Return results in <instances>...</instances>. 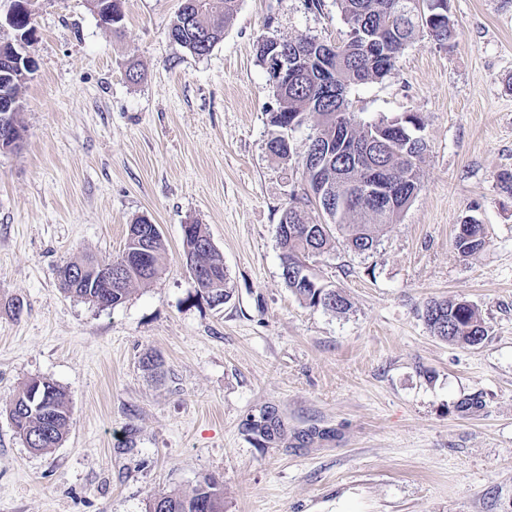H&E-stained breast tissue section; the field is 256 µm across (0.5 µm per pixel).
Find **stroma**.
I'll return each instance as SVG.
<instances>
[{"label": "stroma", "mask_w": 512, "mask_h": 512, "mask_svg": "<svg viewBox=\"0 0 512 512\" xmlns=\"http://www.w3.org/2000/svg\"><path fill=\"white\" fill-rule=\"evenodd\" d=\"M179 5L124 0L116 32L86 0H34L22 138L0 153V512H148L207 475L224 512H512V0H448L450 46L418 33L351 90L363 121L419 114L428 150L372 251L310 261L343 313L282 277L284 209L327 217L305 196V131L290 162L267 150L277 101L255 52L345 40L336 0H239L204 56L168 37ZM467 215L485 236L470 256ZM142 216L165 244L157 276L105 309L64 291L60 267L118 257ZM187 224L224 262V304L190 276ZM432 299L472 303L487 340L433 336ZM33 378L71 408L42 452L9 419ZM269 409L281 432L260 445L248 424ZM485 244L483 228L474 219L461 222L454 238L455 249L462 255H472Z\"/></svg>", "instance_id": "35a3bbf8"}]
</instances>
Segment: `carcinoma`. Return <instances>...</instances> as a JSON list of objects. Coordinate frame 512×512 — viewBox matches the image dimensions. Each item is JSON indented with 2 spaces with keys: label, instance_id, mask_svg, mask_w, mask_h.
Segmentation results:
<instances>
[{
  "label": "carcinoma",
  "instance_id": "carcinoma-1",
  "mask_svg": "<svg viewBox=\"0 0 512 512\" xmlns=\"http://www.w3.org/2000/svg\"><path fill=\"white\" fill-rule=\"evenodd\" d=\"M123 0H88L91 11L106 26L117 27L124 18ZM349 26L345 43L347 49L333 58L322 56L323 42L301 37L282 46L283 53L298 58L295 68L285 82H273L278 109L270 113V123L276 128L267 142L268 151L276 158L289 162L292 156L276 145L279 131L288 118L300 114L310 124L305 156L309 160L324 152L323 179L336 184V172L361 182L368 171L375 168V177L393 192L390 206H380L363 198L362 193L351 194L342 205L329 211V224L320 228L302 224L295 235L283 234L279 245L283 253L282 275L291 291L312 307L334 312L348 309V300L340 292L321 287L299 275L300 268L312 257L328 252L339 233L350 249L364 253L371 250L377 234L387 224H394L413 200L420 185L421 164L427 151L424 141L411 144L401 140L397 127L410 130L424 127L417 114L388 118L382 116L364 122L348 111V95L358 85L381 80L391 73L396 59L414 38L419 28L413 16L401 9L400 0H336ZM238 0H182L176 19L169 28V38L203 56L222 39L226 23L237 11ZM439 45L450 43L453 27L449 16H444L426 30ZM26 78L19 71L0 77V103L6 104L19 97ZM342 110L345 132L349 140L361 147H369L376 157L358 161L347 155L336 154V140L327 139L328 115ZM209 239L200 224L194 225V236L183 241L185 256L195 257L196 263L209 269L228 284L223 274V261L216 250H197L196 241ZM485 244L483 228L475 220H463L454 238L455 249L462 255H472ZM165 254L162 236L155 237L146 268L135 270L131 281H147L156 276ZM63 289L74 297L98 307H109L123 301L129 288L75 287L71 281L62 282ZM424 319L433 335L456 344L478 345L488 336V330L479 317L477 308L466 301L431 300L424 310ZM16 433L28 432L26 442L34 451H44L61 444L71 419V410L62 388L51 381L29 380L9 409ZM281 424L270 410L259 420L250 422V431L257 441L270 442L280 434ZM149 512H224L221 485L205 476L190 491L163 494L149 505Z\"/></svg>",
  "mask_w": 512,
  "mask_h": 512
}]
</instances>
